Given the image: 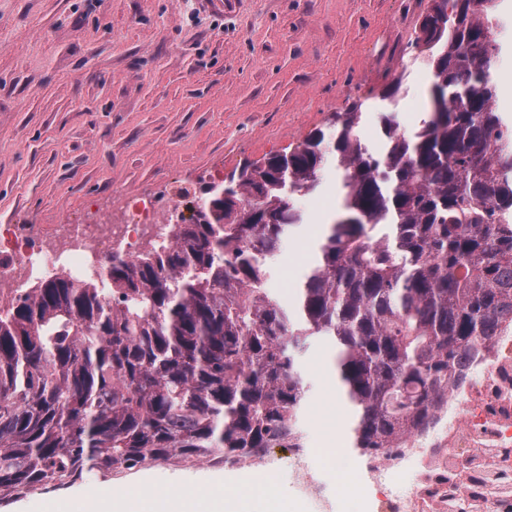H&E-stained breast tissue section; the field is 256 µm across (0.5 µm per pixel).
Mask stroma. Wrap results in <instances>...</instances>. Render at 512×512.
<instances>
[{
	"instance_id": "stroma-1",
	"label": "stroma",
	"mask_w": 512,
	"mask_h": 512,
	"mask_svg": "<svg viewBox=\"0 0 512 512\" xmlns=\"http://www.w3.org/2000/svg\"><path fill=\"white\" fill-rule=\"evenodd\" d=\"M428 0H0V225L63 223L112 187L150 193L165 206L179 186L196 210L204 187L269 154L288 152L332 113L362 104L360 136L378 146L381 92L401 129L429 111V68L408 48ZM328 207L295 204L308 221L294 227L275 260L288 279L271 287L295 304L325 224L340 213L338 178L325 168L318 191ZM330 350L314 343L301 368L307 392L299 417L311 472L335 482L361 456L349 411L337 403L331 436L318 413L337 387ZM264 472L202 461L156 462L122 473L83 469L75 482L0 499V512H45L53 502L89 500L141 488L163 497L220 492L237 482L271 483L299 512H387L382 496L342 490L332 508L303 497L289 451Z\"/></svg>"
}]
</instances>
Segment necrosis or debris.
Masks as SVG:
<instances>
[{"label":"necrosis or debris","mask_w":512,"mask_h":512,"mask_svg":"<svg viewBox=\"0 0 512 512\" xmlns=\"http://www.w3.org/2000/svg\"><path fill=\"white\" fill-rule=\"evenodd\" d=\"M180 198H170L158 213L151 194L112 189L109 206L89 201L82 215L59 225L49 239L18 233L1 224L0 311L16 297L51 275L102 282L104 263L112 255L137 259L153 244L174 239L184 223ZM468 448H494L499 462L492 476L477 469L457 472L453 483L442 482L447 461H434L433 451L456 453ZM422 464L417 493L396 495L408 462ZM357 484L375 489L394 501L398 512H447L449 496L481 503L484 512H512V321L491 342L479 345L459 383L448 390L428 430L406 437L375 461L336 475L337 487Z\"/></svg>","instance_id":"necrosis-or-debris-1"}]
</instances>
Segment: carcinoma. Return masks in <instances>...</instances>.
Here are the masks:
<instances>
[{"label":"carcinoma","mask_w":512,"mask_h":512,"mask_svg":"<svg viewBox=\"0 0 512 512\" xmlns=\"http://www.w3.org/2000/svg\"><path fill=\"white\" fill-rule=\"evenodd\" d=\"M500 18L430 0L410 43L432 72L411 131L361 105L297 150L204 192L194 223L92 283L55 277L0 316V497L66 485L86 465L235 463L298 438L301 355L334 350L356 411L352 447L375 457L430 424L463 360L512 316V120L497 112ZM336 168L341 212L299 289L267 288L295 205Z\"/></svg>","instance_id":"obj_1"}]
</instances>
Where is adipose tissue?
I'll list each match as a JSON object with an SVG mask.
<instances>
[{"label":"adipose tissue","instance_id":"ef3b65f1","mask_svg":"<svg viewBox=\"0 0 512 512\" xmlns=\"http://www.w3.org/2000/svg\"><path fill=\"white\" fill-rule=\"evenodd\" d=\"M86 512H288L272 486L222 494L171 495L162 499L139 492L97 495Z\"/></svg>","mask_w":512,"mask_h":512}]
</instances>
